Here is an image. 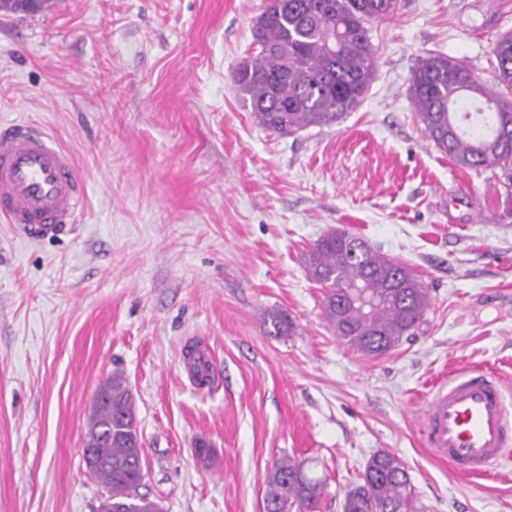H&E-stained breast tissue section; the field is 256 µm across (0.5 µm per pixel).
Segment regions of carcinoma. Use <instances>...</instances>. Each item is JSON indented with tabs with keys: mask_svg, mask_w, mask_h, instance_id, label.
Wrapping results in <instances>:
<instances>
[{
	"mask_svg": "<svg viewBox=\"0 0 512 512\" xmlns=\"http://www.w3.org/2000/svg\"><path fill=\"white\" fill-rule=\"evenodd\" d=\"M397 0H269L254 28L256 55L243 60L234 80L258 123L280 136L336 123L356 108L372 78L373 46L367 25L391 16ZM497 89L478 82L462 63L443 55L424 60L411 77L410 98L434 147L475 172L501 169L512 199V34L493 47ZM308 277L324 288L323 313L336 336L357 352L378 356L426 323L430 296L413 271L372 250L353 235L330 232L308 254ZM362 286L377 298L365 314L350 303ZM184 358L196 380H210V364L196 346ZM86 446L91 475L105 488L97 512H163L139 493L144 448L126 379L112 374L98 389ZM265 512H320L323 482L304 462L277 459L264 477ZM343 512H424L405 465L378 452L361 483L344 497Z\"/></svg>",
	"mask_w": 512,
	"mask_h": 512,
	"instance_id": "1",
	"label": "carcinoma"
}]
</instances>
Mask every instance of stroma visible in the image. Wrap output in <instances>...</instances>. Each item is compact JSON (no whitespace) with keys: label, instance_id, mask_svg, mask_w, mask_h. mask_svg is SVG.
I'll return each instance as SVG.
<instances>
[{"label":"stroma","instance_id":"35a3bbf8","mask_svg":"<svg viewBox=\"0 0 512 512\" xmlns=\"http://www.w3.org/2000/svg\"><path fill=\"white\" fill-rule=\"evenodd\" d=\"M267 0H45L0 11V126L26 121L86 180L73 231L0 221V512H95L82 448L99 384L122 374L166 512H264L283 455L342 512L370 456L408 470L425 512H512V455L457 475L422 443L448 371L498 375L512 409V217L500 171L457 166L410 99L430 55L495 86L512 0H398L370 23L373 81L338 122L288 137L255 120L234 72ZM345 230L408 265L427 322L373 358L344 344L306 274ZM288 314V334L268 317ZM200 344L212 380L183 358ZM214 453L201 468L196 448Z\"/></svg>","mask_w":512,"mask_h":512}]
</instances>
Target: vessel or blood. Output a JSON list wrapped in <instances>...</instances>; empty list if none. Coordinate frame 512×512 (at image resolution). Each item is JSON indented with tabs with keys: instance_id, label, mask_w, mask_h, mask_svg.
Listing matches in <instances>:
<instances>
[{
	"instance_id": "vessel-or-blood-1",
	"label": "vessel or blood",
	"mask_w": 512,
	"mask_h": 512,
	"mask_svg": "<svg viewBox=\"0 0 512 512\" xmlns=\"http://www.w3.org/2000/svg\"><path fill=\"white\" fill-rule=\"evenodd\" d=\"M85 195L72 153L47 133L25 123L0 129V217L25 237L65 233ZM422 433L427 448L460 473H485L512 445L501 381L479 369L450 372L432 395Z\"/></svg>"
}]
</instances>
